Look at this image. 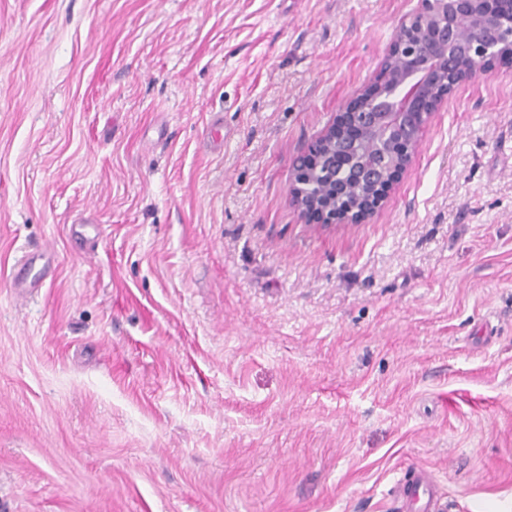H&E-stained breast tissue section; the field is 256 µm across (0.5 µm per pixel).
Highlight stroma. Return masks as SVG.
I'll return each instance as SVG.
<instances>
[{
    "label": "stroma",
    "instance_id": "stroma-1",
    "mask_svg": "<svg viewBox=\"0 0 512 512\" xmlns=\"http://www.w3.org/2000/svg\"><path fill=\"white\" fill-rule=\"evenodd\" d=\"M420 5L0 0V512H512V66L373 214L289 201ZM20 262L22 266L15 273L14 289L19 296H22L40 288L41 281L49 273V268L45 264L39 267L35 256L26 255L22 257ZM397 495L407 507L411 504H421L423 507L409 508L422 512H443L444 509L432 508L441 501L437 497V485L433 481L430 471L422 466L412 467L405 473L404 479L399 481Z\"/></svg>",
    "mask_w": 512,
    "mask_h": 512
}]
</instances>
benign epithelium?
<instances>
[{"mask_svg":"<svg viewBox=\"0 0 512 512\" xmlns=\"http://www.w3.org/2000/svg\"><path fill=\"white\" fill-rule=\"evenodd\" d=\"M512 0H422L380 64L382 84L355 103L295 162L290 202L327 224L365 217L411 165L419 133L463 84L495 59L512 62ZM343 153L336 170V151ZM328 180L314 182L321 168Z\"/></svg>","mask_w":512,"mask_h":512,"instance_id":"1","label":"benign epithelium"}]
</instances>
